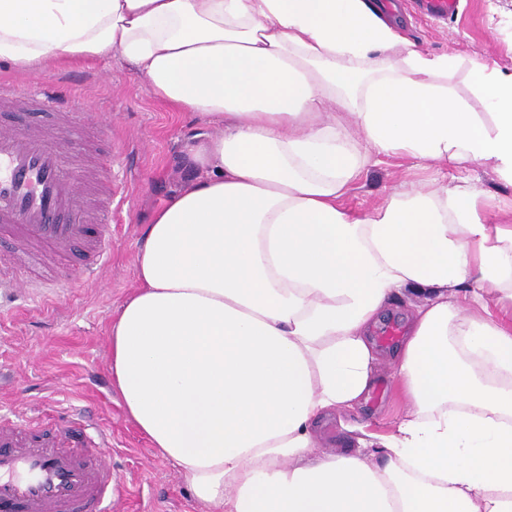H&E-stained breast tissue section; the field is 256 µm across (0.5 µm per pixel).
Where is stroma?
Listing matches in <instances>:
<instances>
[{
  "instance_id": "obj_1",
  "label": "stroma",
  "mask_w": 512,
  "mask_h": 512,
  "mask_svg": "<svg viewBox=\"0 0 512 512\" xmlns=\"http://www.w3.org/2000/svg\"><path fill=\"white\" fill-rule=\"evenodd\" d=\"M416 0H399L402 29L420 49L458 60L451 83L474 98L477 79L469 61L481 56L491 67L512 71V0H460L448 24H435L415 9ZM48 80L84 102L85 116L112 120V203L109 231L112 260L98 282L78 275V260L67 256L60 272L66 288L52 298L37 294L0 312V410L30 417L88 413L112 434L106 451L117 471L123 496L117 512H215L198 502L174 464L161 457L127 419L112 384L109 328L136 286L134 258L151 214L183 183L200 174L188 148L202 129L192 112H176L157 99L120 55L89 65L48 73ZM467 184L482 192L489 221L512 224V185L488 168L423 165L411 157L370 153L359 178L343 198L364 214L394 192L425 184ZM406 402L381 368L368 397L354 412L323 419L318 425L326 449L355 447L363 432H391Z\"/></svg>"
}]
</instances>
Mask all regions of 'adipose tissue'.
<instances>
[{"label": "adipose tissue", "instance_id": "1", "mask_svg": "<svg viewBox=\"0 0 512 512\" xmlns=\"http://www.w3.org/2000/svg\"><path fill=\"white\" fill-rule=\"evenodd\" d=\"M197 113L201 177L146 224L110 328L128 419L218 512H512V224L479 192L342 203L369 152L491 168L512 185V73L470 61L484 125L382 0H0L22 74L112 54ZM391 361L408 409L341 451L370 333L407 296Z\"/></svg>", "mask_w": 512, "mask_h": 512}]
</instances>
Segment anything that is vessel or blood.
Returning a JSON list of instances; mask_svg holds the SVG:
<instances>
[{
    "mask_svg": "<svg viewBox=\"0 0 512 512\" xmlns=\"http://www.w3.org/2000/svg\"><path fill=\"white\" fill-rule=\"evenodd\" d=\"M78 117L53 85L0 83V243H12L16 259L0 262V297L58 290L34 269L74 252L95 278L111 253L101 226L112 212V156L56 133ZM79 422L75 413L36 424L0 413V512H112L119 482L102 454L111 437L101 429L83 441Z\"/></svg>",
    "mask_w": 512,
    "mask_h": 512,
    "instance_id": "b4317fda",
    "label": "vessel or blood"
}]
</instances>
